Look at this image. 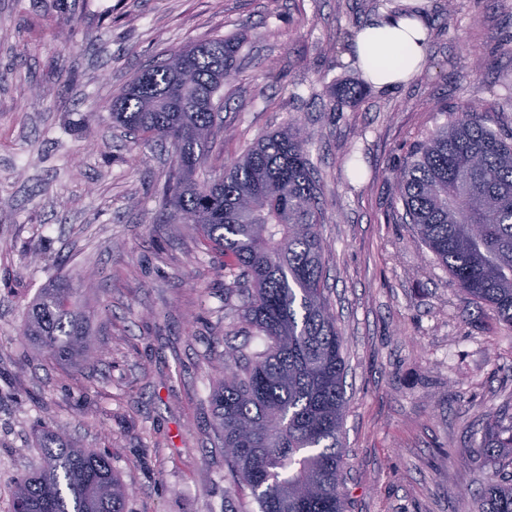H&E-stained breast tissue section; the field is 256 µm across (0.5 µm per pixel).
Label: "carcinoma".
<instances>
[{
    "label": "carcinoma",
    "instance_id": "cac0c4a2",
    "mask_svg": "<svg viewBox=\"0 0 512 512\" xmlns=\"http://www.w3.org/2000/svg\"><path fill=\"white\" fill-rule=\"evenodd\" d=\"M235 38L170 52L138 71L110 105L112 124L144 145L176 148L161 198L167 224L184 214L224 254L253 355L224 353L209 396L226 456L229 495L249 490L257 512H345L340 435L343 340L323 283L322 188L301 129L255 142L219 177H199L238 72ZM395 180L401 220L417 226L456 286L512 329V126L463 108L415 143ZM89 311L73 279L56 277L28 309L25 339L59 366L95 361ZM39 464L14 482L11 512H125L126 491L107 453L40 432ZM491 469L478 512H512V426L478 444Z\"/></svg>",
    "mask_w": 512,
    "mask_h": 512
}]
</instances>
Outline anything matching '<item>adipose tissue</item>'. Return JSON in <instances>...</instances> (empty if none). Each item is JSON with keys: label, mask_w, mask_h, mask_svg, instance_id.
<instances>
[{"label": "adipose tissue", "mask_w": 512, "mask_h": 512, "mask_svg": "<svg viewBox=\"0 0 512 512\" xmlns=\"http://www.w3.org/2000/svg\"><path fill=\"white\" fill-rule=\"evenodd\" d=\"M355 44L365 77L381 88L408 80L427 58L424 25L417 17L373 18Z\"/></svg>", "instance_id": "adipose-tissue-1"}]
</instances>
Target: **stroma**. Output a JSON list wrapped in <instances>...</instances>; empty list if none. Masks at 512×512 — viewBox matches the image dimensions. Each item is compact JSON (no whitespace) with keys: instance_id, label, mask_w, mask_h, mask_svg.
<instances>
[{"instance_id":"obj_1","label":"stroma","mask_w":512,"mask_h":512,"mask_svg":"<svg viewBox=\"0 0 512 512\" xmlns=\"http://www.w3.org/2000/svg\"><path fill=\"white\" fill-rule=\"evenodd\" d=\"M407 2L427 60L378 89L352 62L373 0H0V512L43 427L108 453L126 512H224L208 396L226 346L264 341L243 329L223 254L160 221L174 148L109 119L136 70L218 36L242 39L241 73L206 170L293 122L323 186L346 512H477L490 475L477 446L512 415V330L399 219L394 172L462 102L512 123V0H454L451 26L445 0ZM57 273L87 280L95 363L55 365L23 337Z\"/></svg>"}]
</instances>
